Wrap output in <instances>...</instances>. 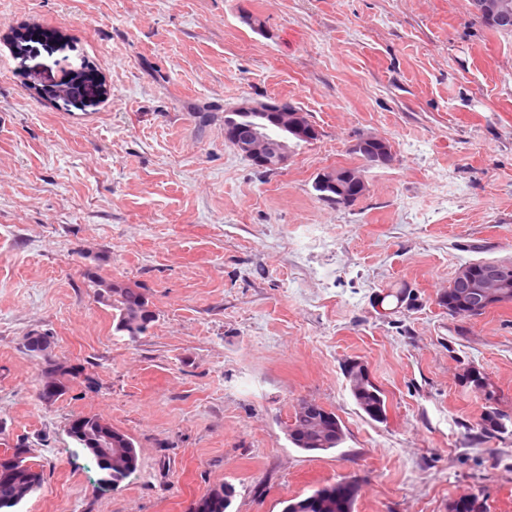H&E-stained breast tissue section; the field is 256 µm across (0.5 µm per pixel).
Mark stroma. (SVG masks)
<instances>
[{"instance_id": "obj_1", "label": "stroma", "mask_w": 512, "mask_h": 512, "mask_svg": "<svg viewBox=\"0 0 512 512\" xmlns=\"http://www.w3.org/2000/svg\"><path fill=\"white\" fill-rule=\"evenodd\" d=\"M270 98L320 135L266 175L224 114ZM366 135L396 160L352 205L318 200ZM510 258L512 34L468 0H0V441L44 466L17 512H195L224 483L230 512H282L342 481L354 512H512V433L477 439L459 381L475 364L512 414V304L437 303L461 264ZM90 271L143 289L145 336L115 332ZM388 288L418 307L379 318ZM35 333L84 372L49 404ZM354 359L386 422L354 403ZM302 399L341 420L336 451L289 442ZM84 415L136 445L118 488L67 435Z\"/></svg>"}]
</instances>
